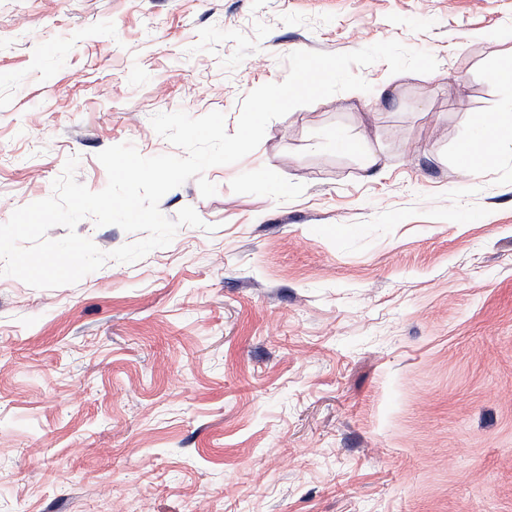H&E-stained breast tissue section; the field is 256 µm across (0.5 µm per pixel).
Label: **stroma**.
<instances>
[{
	"label": "stroma",
	"mask_w": 512,
	"mask_h": 512,
	"mask_svg": "<svg viewBox=\"0 0 512 512\" xmlns=\"http://www.w3.org/2000/svg\"><path fill=\"white\" fill-rule=\"evenodd\" d=\"M161 212L202 227L78 283L0 275V512H512V0H0V223L66 160L175 148L153 115L217 110L297 50L385 40ZM378 163L366 164L368 152ZM499 126L500 124L481 123L471 139L462 147L459 157L462 165L470 172H478L492 151L500 150L507 145L511 147V140H505L498 135L493 136V132Z\"/></svg>",
	"instance_id": "35a3bbf8"
}]
</instances>
